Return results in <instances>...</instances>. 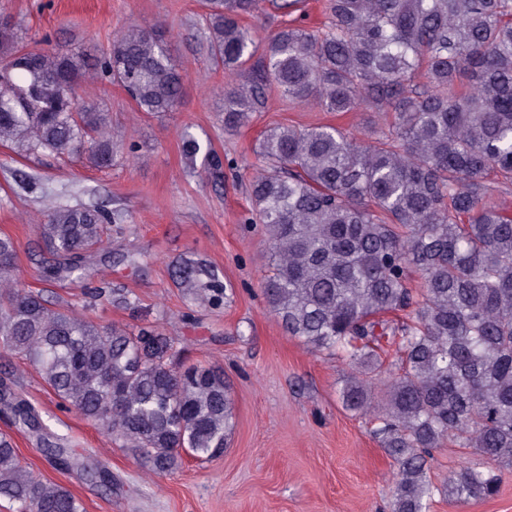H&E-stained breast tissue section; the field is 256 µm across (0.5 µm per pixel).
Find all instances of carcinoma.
<instances>
[{"mask_svg": "<svg viewBox=\"0 0 512 512\" xmlns=\"http://www.w3.org/2000/svg\"><path fill=\"white\" fill-rule=\"evenodd\" d=\"M261 3L205 0L200 46L239 77L224 90V130L248 127L273 88L297 105L374 117L353 132L276 126L258 140L245 222L262 226L268 246L266 305L289 336L360 369L340 389L349 410L371 407L397 357L374 413L396 466L391 512H429L437 495L489 498L512 467V217L491 201L512 184V0H328L325 28L285 25L260 44L243 19ZM95 81L149 114L173 111L184 92L158 31L130 25L90 56L31 48L20 25L0 24V145L112 166L109 114L79 95ZM183 146L204 153L208 170L223 168L211 146L191 136ZM119 220L96 204L51 206L37 229L55 274L81 271ZM174 275L201 307L233 295L203 259ZM90 294L137 307L122 288ZM174 347L154 325L101 326L51 309L20 287L18 244L0 235V349L29 360L63 408L157 474L178 470L185 454L220 456L235 423L224 369L179 367ZM0 415L35 433L58 468L112 492V472L73 454L4 382ZM447 444L478 459L437 484L426 457ZM0 500L18 512H83L69 489L23 467L6 435Z\"/></svg>", "mask_w": 512, "mask_h": 512, "instance_id": "cac0c4a2", "label": "carcinoma"}]
</instances>
